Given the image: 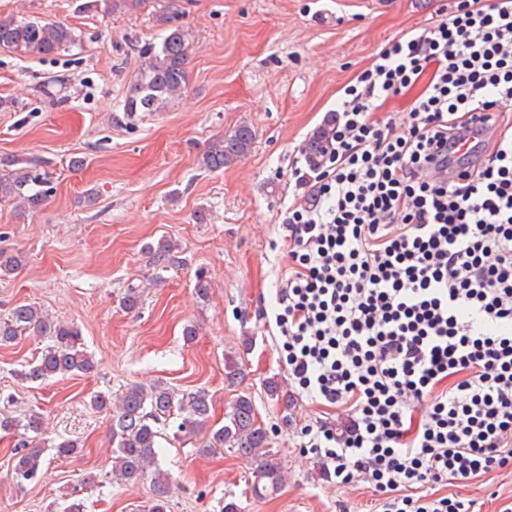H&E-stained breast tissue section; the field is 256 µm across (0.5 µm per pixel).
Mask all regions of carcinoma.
Segmentation results:
<instances>
[{
	"mask_svg": "<svg viewBox=\"0 0 512 512\" xmlns=\"http://www.w3.org/2000/svg\"><path fill=\"white\" fill-rule=\"evenodd\" d=\"M164 21L169 23L160 47L148 46L140 50L144 58L135 79L129 85L122 104L126 116L139 112H159L167 102L182 93L187 83V64L192 45L187 32L173 21L179 15L176 0H167ZM74 31L64 24L45 23L38 18L0 16V47L20 54L41 57L67 51L75 44ZM334 135V121L327 118L305 143V156L315 163L329 149ZM255 134L248 125L238 126L231 134L219 139L204 152L201 165L216 171L248 155ZM13 159H0V202L19 200L30 211L39 209L52 192V178L39 161L14 168ZM155 262L168 266L178 261L177 247L163 239L147 245ZM32 332L49 340L39 358L23 373L30 382L46 380L52 376L88 374L94 371L93 358L83 349L80 330L62 323L31 305L14 307L7 318L0 321V344L8 345ZM241 363L233 358L224 359V382L235 386L243 379ZM96 409H112L111 433L112 475L116 479L134 484L146 475H152L153 497L148 512H167L171 476L158 464L156 424L167 420L173 410L182 413L178 431L184 436H196L206 426L210 406L206 394L199 392L187 399H175L170 389L157 384L149 388L131 386L117 400L110 395L91 397ZM224 426L212 432L206 447L227 446L252 459L255 480L252 494L265 498L279 492L284 483L283 465L268 448L267 434L254 421V407L250 398L237 397L225 414ZM22 431L16 447L17 460L14 478L19 482L32 481L42 465V452L34 449L33 436L41 434V417L30 413L19 421L0 419V431Z\"/></svg>",
	"mask_w": 512,
	"mask_h": 512,
	"instance_id": "carcinoma-1",
	"label": "carcinoma"
}]
</instances>
